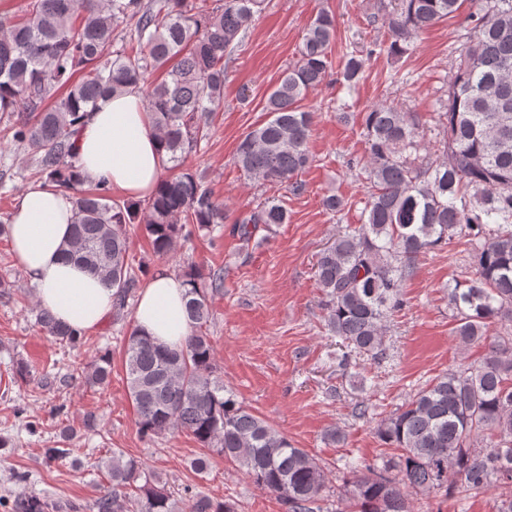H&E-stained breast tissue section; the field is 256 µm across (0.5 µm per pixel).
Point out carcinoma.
<instances>
[{
  "label": "carcinoma",
  "instance_id": "1",
  "mask_svg": "<svg viewBox=\"0 0 512 512\" xmlns=\"http://www.w3.org/2000/svg\"><path fill=\"white\" fill-rule=\"evenodd\" d=\"M465 0H391L379 4L390 43L402 56L417 35L454 18ZM264 0H30L22 18L0 13V140L33 160L30 177L69 191L74 221L68 261L101 275L114 292L113 308L127 306L139 279L127 226L139 224L156 256L172 257L189 224L224 223V205L200 177L182 167L210 135V113L223 100L225 61L240 47ZM463 22L473 37L465 47L437 113L447 133L446 157L418 154L416 114L378 105L365 115L371 190L359 225H347L316 261V277L329 330L351 352L375 363L387 358L386 321L403 305L402 288L417 256L465 240L473 276L448 286L455 335L464 345L483 343L476 366L438 375L381 421L378 436L396 453L370 464L350 459L336 512H413L415 495L446 496L512 485V334L492 336L494 322L512 324V0H478ZM130 30L138 49L118 41ZM335 17L318 13L306 29L300 58L284 71L266 100L270 119L238 143L236 163L269 183H289L310 164V114L301 102L326 79ZM176 65L154 83V71ZM364 61L345 57L340 76L354 88ZM134 87L146 101L172 163L151 199L112 198L105 181L85 184L76 165L75 135L85 114L117 92ZM286 209L266 200L241 220L284 224ZM190 334L177 348L155 344L132 330L125 349L130 398L139 432L185 431L235 464L258 487L276 495L286 512H321L329 496L326 472L304 448L238 402L214 376L215 352L202 331L212 316L210 292L223 286L219 270L182 269ZM36 323L55 340L79 343L84 332L39 308ZM91 386L110 381L109 352L84 367ZM112 490L97 498V512H175L173 493L145 477L134 458L112 452L106 463ZM143 484H138L139 480ZM131 487L134 496L117 490ZM190 512H234L201 493ZM37 497L14 502L13 512H45Z\"/></svg>",
  "mask_w": 512,
  "mask_h": 512
}]
</instances>
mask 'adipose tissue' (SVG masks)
<instances>
[{"instance_id":"obj_1","label":"adipose tissue","mask_w":512,"mask_h":512,"mask_svg":"<svg viewBox=\"0 0 512 512\" xmlns=\"http://www.w3.org/2000/svg\"><path fill=\"white\" fill-rule=\"evenodd\" d=\"M79 170L90 182L106 180L124 198L154 196L168 155L138 91L126 90L85 117L78 135ZM74 219L71 194L49 185L26 188L8 224L16 267L36 288L41 307L83 329L101 326L112 311L114 290L100 276L64 262ZM183 278L158 270L144 282L134 310L136 328L174 347L190 332Z\"/></svg>"}]
</instances>
